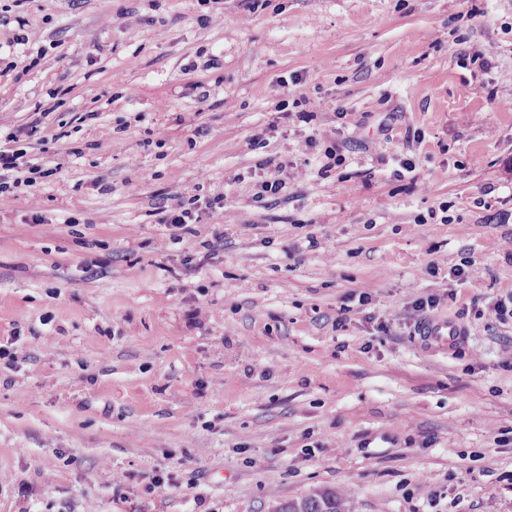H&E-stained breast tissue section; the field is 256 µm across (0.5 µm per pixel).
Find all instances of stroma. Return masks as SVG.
<instances>
[{
    "label": "stroma",
    "mask_w": 512,
    "mask_h": 512,
    "mask_svg": "<svg viewBox=\"0 0 512 512\" xmlns=\"http://www.w3.org/2000/svg\"><path fill=\"white\" fill-rule=\"evenodd\" d=\"M1 146L0 512H512V0H0ZM160 223L163 224H173V225H182V224H197L198 215L195 216V212H193L190 208H183V205H179L178 208L167 209L165 206L159 207ZM461 328L455 323H445L443 321L425 322L418 336L420 342L427 347H448L455 346L461 339ZM272 512H352L350 502L336 490L314 493L297 500L278 501Z\"/></svg>",
    "instance_id": "obj_1"
}]
</instances>
